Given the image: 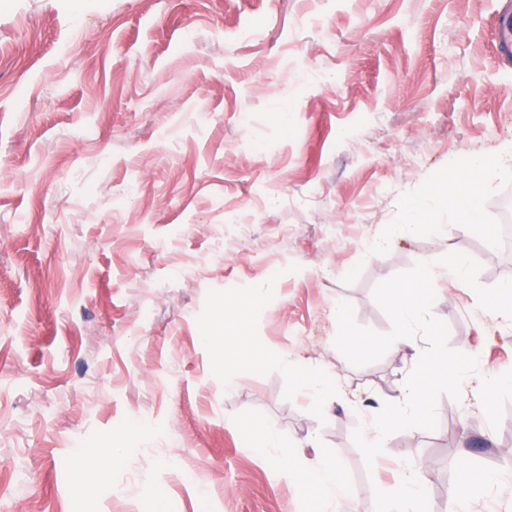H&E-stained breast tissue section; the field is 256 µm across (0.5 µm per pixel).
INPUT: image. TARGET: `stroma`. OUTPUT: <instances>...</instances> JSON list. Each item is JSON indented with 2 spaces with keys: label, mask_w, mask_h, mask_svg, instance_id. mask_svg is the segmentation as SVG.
<instances>
[{
  "label": "stroma",
  "mask_w": 512,
  "mask_h": 512,
  "mask_svg": "<svg viewBox=\"0 0 512 512\" xmlns=\"http://www.w3.org/2000/svg\"><path fill=\"white\" fill-rule=\"evenodd\" d=\"M512 0H0V512H312L278 462L336 456L326 512H392L406 454L446 512L461 463L493 475L471 512H512V386L441 396L435 430L352 440L415 358L337 356L335 303L377 332L375 286L485 238L512 199ZM499 162L481 223L434 196L460 160ZM430 222L371 247L411 203ZM432 312L481 375L512 374V322L437 273ZM261 291L248 319L230 301ZM334 369L335 400L237 363L210 329ZM273 428L256 441L249 425ZM130 454L92 497L79 453Z\"/></svg>",
  "instance_id": "35a3bbf8"
}]
</instances>
